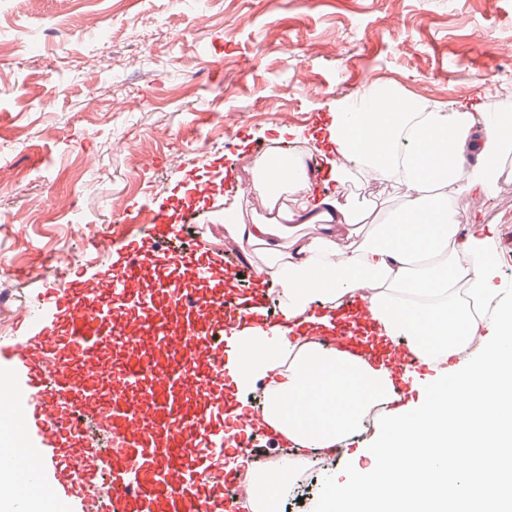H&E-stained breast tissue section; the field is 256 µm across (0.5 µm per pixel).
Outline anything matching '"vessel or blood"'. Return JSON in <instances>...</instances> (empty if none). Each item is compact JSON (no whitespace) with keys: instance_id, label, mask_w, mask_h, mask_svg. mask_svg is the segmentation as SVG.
Returning <instances> with one entry per match:
<instances>
[{"instance_id":"obj_1","label":"vessel or blood","mask_w":512,"mask_h":512,"mask_svg":"<svg viewBox=\"0 0 512 512\" xmlns=\"http://www.w3.org/2000/svg\"><path fill=\"white\" fill-rule=\"evenodd\" d=\"M163 219L117 269L49 282L24 309L36 333L0 341V470L14 512H224V347L265 307L222 255L175 249ZM332 346L399 371L362 306Z\"/></svg>"}]
</instances>
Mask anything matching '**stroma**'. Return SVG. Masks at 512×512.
Returning <instances> with one entry per match:
<instances>
[{
	"mask_svg": "<svg viewBox=\"0 0 512 512\" xmlns=\"http://www.w3.org/2000/svg\"><path fill=\"white\" fill-rule=\"evenodd\" d=\"M0 0V33L16 53L0 60V339L25 335L21 307L45 286L35 262L58 276H93L128 239L113 234L138 212L168 211L197 175L211 195L170 232L200 253L233 250L255 268L288 258V242L318 225L292 224L277 250L248 245L228 225L270 219L294 205L279 184L275 207L238 196L258 163L293 148L318 153L313 131L351 100L363 77L444 107L483 108L512 93V0ZM112 59V67L101 64ZM394 183L347 180L341 206L368 221L401 209ZM512 278V189L494 187L478 214ZM82 224L97 225L98 242ZM375 430L354 434L308 473L317 512L323 476L373 463Z\"/></svg>",
	"mask_w": 512,
	"mask_h": 512,
	"instance_id": "stroma-1",
	"label": "stroma"
}]
</instances>
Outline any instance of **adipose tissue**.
I'll return each instance as SVG.
<instances>
[{
    "instance_id": "1",
    "label": "adipose tissue",
    "mask_w": 512,
    "mask_h": 512,
    "mask_svg": "<svg viewBox=\"0 0 512 512\" xmlns=\"http://www.w3.org/2000/svg\"><path fill=\"white\" fill-rule=\"evenodd\" d=\"M368 111L331 117L327 180L335 193L319 194L306 169L293 165L288 183L298 196L287 219L296 224H355L337 190L350 172L405 188V210L419 224L389 222L337 258L331 236L299 244L273 276L284 299L272 329L254 325L234 338L225 363L243 386L272 389L261 422L265 431L304 460L335 455L369 405L391 396L388 371L338 349L302 343L300 328L315 321L318 305L340 304L358 289L388 339L408 341L434 371L424 402L397 404L383 417L374 452L379 466L347 480L325 478L320 512H476L485 498L512 499V485L488 483L499 471L498 450L512 442V283H493L497 263L475 217L452 204L457 192L491 194L492 167L512 154V113L487 112L475 101L426 110L411 97L375 86ZM380 150H372V142ZM487 350L434 370L437 354L454 357L474 337ZM466 395L449 402V392ZM284 393L314 396L313 411H284Z\"/></svg>"
}]
</instances>
